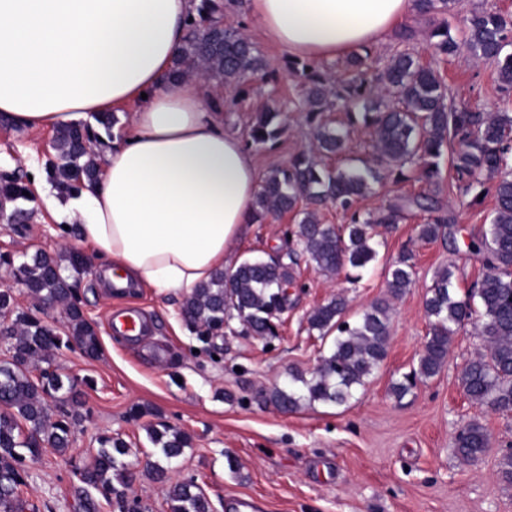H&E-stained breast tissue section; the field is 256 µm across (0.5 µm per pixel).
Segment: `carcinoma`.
<instances>
[{"label":"carcinoma","mask_w":512,"mask_h":512,"mask_svg":"<svg viewBox=\"0 0 512 512\" xmlns=\"http://www.w3.org/2000/svg\"><path fill=\"white\" fill-rule=\"evenodd\" d=\"M456 3L457 0H415L416 12L434 24L432 37L436 41L430 47L438 57L447 58L459 50L448 33L447 22L438 20ZM466 22L467 50L493 65L501 82L512 89V54L502 55L504 48L512 44V19L482 11L471 13ZM369 57L367 48L355 53L352 70L331 95L323 78L310 65L294 61L289 74L307 80L304 102L312 115L331 112L340 105L363 113L382 169L401 178L405 170L417 167L431 181L438 175V159L446 148L457 187L463 193H468L473 184L482 183L483 176L496 179L492 224L472 235L467 245L470 254L482 257L484 276L468 298L462 299L453 289L455 271L448 267L437 273L424 302L429 333L418 355L417 369L392 383L391 393L401 399L416 380L436 376L447 364L454 327L475 317L485 353L464 366L460 376L462 390L473 403L511 414L512 114L499 112L491 117L449 107L447 86L440 75L422 65L406 48L397 51L373 79L364 68ZM264 69L263 58L245 34L224 25V0H200L167 79L196 74L219 84L237 83ZM375 81L391 95L388 102L374 100ZM278 116L277 112L260 113L249 130L251 142L264 145L275 139L279 128L273 122ZM97 140V134L87 124L59 128L56 160L47 166L49 177L65 189L96 179L91 155ZM316 141L320 154L338 156L344 150L346 134L320 125ZM382 179L377 169L326 166L303 150L288 165L275 168L266 176L256 199L257 219L262 223L270 215L293 211L300 202H306V208L298 211L301 218L296 236L308 259L331 274L347 267L363 269L375 260L376 228L382 224H396L419 215L423 217V223L418 225L420 240L453 237L451 218L430 194L403 196L376 214H361L358 200L372 190L371 184ZM25 190L20 175L0 173V201H25ZM328 201L350 215V222L341 226L320 223L314 207ZM412 260L413 254L408 251L389 269L390 296L403 295L413 283ZM64 261L76 273L83 270L82 256L75 251L52 257L38 250L18 264L12 256L0 254V265L10 267L31 295L65 306L69 326L64 340L39 318L18 312L4 330V335L12 339V355L0 364V512H21L17 489L26 484V458L38 457L46 445L66 454L71 445V427L82 418L78 382L73 378L64 380L52 369L53 352L69 346L71 339L87 358L94 359L101 351L97 327L86 319L78 288L64 274ZM298 264V253L286 243L266 259L248 258L232 271H216L209 281L185 297L181 314L186 328L198 340L209 343L224 336V328L236 317L246 334L275 335L271 322L288 309L287 289L297 287ZM346 309V300L337 295L310 312L309 329L322 338L334 335L331 350L320 356L310 378L299 373L291 375L288 388L271 390L268 401L287 412L297 409L304 400L342 405L365 384L387 356L388 304L376 301L353 324L344 319ZM37 362L45 366L34 379L31 368ZM150 438L169 463L191 445L190 435L175 427L153 431ZM487 446L485 428L472 420L458 429L453 451L458 458L472 461L483 455ZM129 454L130 448L122 439L106 435L99 438L93 461L77 472L82 483L77 489L82 512H99L89 490L101 491L110 503L116 492L112 481L126 485L122 457ZM151 474L166 487L170 512H213L211 501L194 476L174 480L170 467L161 465L153 466Z\"/></svg>","instance_id":"obj_1"}]
</instances>
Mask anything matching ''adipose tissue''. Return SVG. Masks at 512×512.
Here are the masks:
<instances>
[{
    "label": "adipose tissue",
    "instance_id": "obj_1",
    "mask_svg": "<svg viewBox=\"0 0 512 512\" xmlns=\"http://www.w3.org/2000/svg\"><path fill=\"white\" fill-rule=\"evenodd\" d=\"M199 0H0V116L60 128L135 105L131 127L98 155L100 176L57 198L61 225L127 279L189 292L229 268L253 222L257 163L224 128L202 80H168ZM268 39L297 60L379 43L412 0H247Z\"/></svg>",
    "mask_w": 512,
    "mask_h": 512
}]
</instances>
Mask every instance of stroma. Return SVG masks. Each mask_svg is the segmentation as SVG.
I'll return each mask as SVG.
<instances>
[{"mask_svg":"<svg viewBox=\"0 0 512 512\" xmlns=\"http://www.w3.org/2000/svg\"><path fill=\"white\" fill-rule=\"evenodd\" d=\"M224 22L242 29L270 67L279 71L274 81L257 75L224 88V127L239 136L247 135L260 112L280 113L281 135L248 147L264 176L316 145L314 126L301 103L303 81L289 76L288 52L272 45L258 23L248 18L246 0H234L224 11ZM403 24L414 32L412 52L442 76L450 106L512 113V95L499 91L493 66L464 49L451 59H434L431 24L414 12ZM321 120L350 129L335 165L376 166L371 131L362 122H351L347 113L336 111L323 113ZM55 136L52 129L22 130L0 118V171L25 176L29 193L22 204L26 217L0 222V254L21 261L38 250L51 255L66 246L78 250L85 259L76 276L83 311L98 328L102 353L90 359L74 345L55 353L54 369L82 380L87 412L72 428L66 455L48 447L38 459L26 461V483L18 493L23 512H78L74 470L92 461L104 435L121 438L130 448L125 458L126 494L138 496L147 512H169L164 488L150 476L164 458L148 435L149 429L168 426L192 437L174 474L195 475L215 512H233L239 501L254 503L258 512H512V484L498 472L501 455L512 448V415L470 402L459 381L464 365L484 350L473 322L456 327L448 362L437 376L419 382L403 398L390 392L392 382L416 364L427 340L424 299L435 274L456 264L454 288L460 295L482 277V263L468 254L467 244L470 235L492 221L491 183L465 195L446 180L435 188L454 220V242L421 241L417 220L407 219L379 227L377 257L364 269L330 275L301 261L298 286L290 291L277 335L243 334L234 319L230 331L217 339L218 352L212 356L186 329L181 294L160 293L140 284L128 287L126 295L114 296L109 264L79 244L76 234L63 233L46 210L34 173L54 157ZM430 189L412 171L404 181L387 178L373 184L358 207L374 213L399 196ZM296 229L291 212L250 225L234 249V262L274 253L285 232ZM407 250L415 254V274L411 287L391 302L387 356L353 398L342 406L305 401L288 413L267 402V392L287 386L293 372H310L332 346L331 338L310 330L309 313L341 294L347 301V320H358L386 297L387 270ZM1 286L11 288L15 311L34 314L59 335L67 334L62 308L45 307L27 289L15 286L11 268L0 266ZM129 307L139 309L144 323L134 340L112 328L113 318ZM135 404L152 407V415L131 420L128 411ZM469 420L485 427L489 447L479 459L466 463L453 448L459 426Z\"/></svg>","mask_w":512,"mask_h":512,"instance_id":"stroma-1","label":"stroma"}]
</instances>
